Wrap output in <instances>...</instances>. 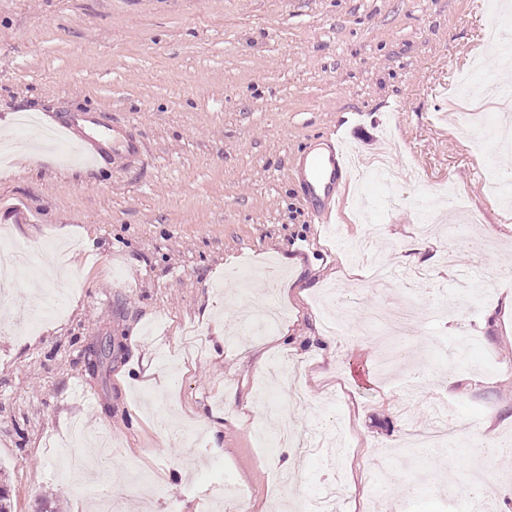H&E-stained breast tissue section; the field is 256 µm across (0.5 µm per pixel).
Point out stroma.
<instances>
[{
	"instance_id": "stroma-1",
	"label": "stroma",
	"mask_w": 512,
	"mask_h": 512,
	"mask_svg": "<svg viewBox=\"0 0 512 512\" xmlns=\"http://www.w3.org/2000/svg\"><path fill=\"white\" fill-rule=\"evenodd\" d=\"M489 0H0V262H41L66 249L63 275L18 278L0 302V482L12 512H92L98 483L60 479L54 439L69 454L73 425L108 435L103 463L125 512H280L271 495L315 496L334 469L343 512H377L368 473L378 450L389 512H450L476 489L458 449L431 481V451L406 443L438 396L476 438L512 431V212L488 194L512 179V151L475 159L469 141L512 122L508 112L453 109L458 77L486 88L512 72L488 40L512 38V12ZM95 111L126 125L141 162L92 165L77 144L44 148L52 115ZM336 135L368 156L386 136L398 184L339 183L333 223H315L295 167ZM376 238L386 271L449 302L443 322L413 334L337 340L316 305L325 290L359 309L404 297L377 292L352 244ZM493 252L472 248L476 238ZM494 296L445 299L458 271ZM223 348H215L216 334ZM463 333L480 344L449 365ZM111 362L98 363L104 342ZM295 360L305 401L288 427L315 440L343 435L347 454L315 460L296 442L266 452L256 416L264 355ZM422 369L404 402L395 379ZM101 393L98 405L77 382ZM187 421L224 425L221 447L178 442L156 424L167 404ZM296 457L300 466L285 470Z\"/></svg>"
}]
</instances>
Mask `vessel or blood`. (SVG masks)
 Returning a JSON list of instances; mask_svg holds the SVG:
<instances>
[{"label":"vessel or blood","instance_id":"obj_1","mask_svg":"<svg viewBox=\"0 0 512 512\" xmlns=\"http://www.w3.org/2000/svg\"><path fill=\"white\" fill-rule=\"evenodd\" d=\"M93 125L99 137L93 150L88 153L93 161L106 158L136 159L142 154L139 140L129 134L112 131L101 116L95 112L64 114L57 118L53 129L57 134L72 136L79 123ZM307 172L304 176V194L312 208L316 223H326L329 208L336 203V180L347 165L342 159L339 146L329 145L326 152L307 156L305 159Z\"/></svg>","mask_w":512,"mask_h":512}]
</instances>
